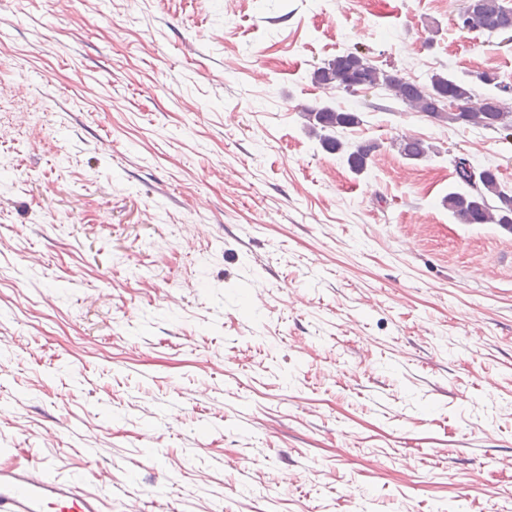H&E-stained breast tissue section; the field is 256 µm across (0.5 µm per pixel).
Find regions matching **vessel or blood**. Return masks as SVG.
Listing matches in <instances>:
<instances>
[{
  "label": "vessel or blood",
  "mask_w": 512,
  "mask_h": 512,
  "mask_svg": "<svg viewBox=\"0 0 512 512\" xmlns=\"http://www.w3.org/2000/svg\"><path fill=\"white\" fill-rule=\"evenodd\" d=\"M97 490L51 475L37 460L0 464V512H107Z\"/></svg>",
  "instance_id": "b4317fda"
}]
</instances>
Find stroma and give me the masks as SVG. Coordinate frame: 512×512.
Returning a JSON list of instances; mask_svg holds the SVG:
<instances>
[{
	"label": "stroma",
	"mask_w": 512,
	"mask_h": 512,
	"mask_svg": "<svg viewBox=\"0 0 512 512\" xmlns=\"http://www.w3.org/2000/svg\"><path fill=\"white\" fill-rule=\"evenodd\" d=\"M461 4L0 0V463L111 466L112 512H512V231L443 203L512 140L311 81L512 84ZM306 115L314 123V127H319L321 143L331 151H340L342 141L339 138L344 130L358 126L362 120L356 112L342 111L329 106L318 108H309ZM379 147V143L371 139L355 142L354 149L347 155L348 165L356 171L366 169L368 162Z\"/></svg>",
	"instance_id": "obj_1"
}]
</instances>
